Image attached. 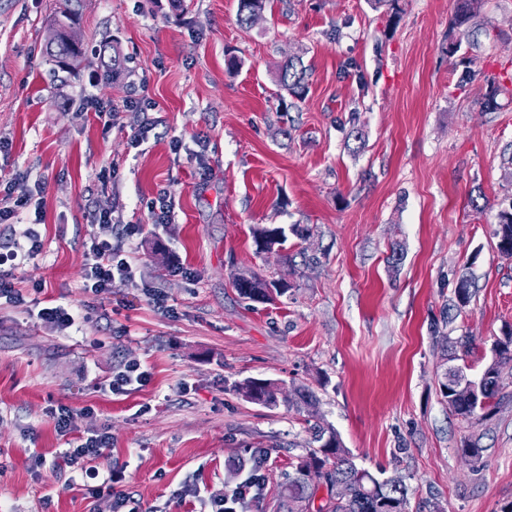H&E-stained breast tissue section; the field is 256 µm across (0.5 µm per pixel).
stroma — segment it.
<instances>
[{"label": "stroma", "instance_id": "1", "mask_svg": "<svg viewBox=\"0 0 512 512\" xmlns=\"http://www.w3.org/2000/svg\"><path fill=\"white\" fill-rule=\"evenodd\" d=\"M456 0H269L251 26L237 0H81L85 53L54 69L42 53L63 0H0V174L42 184L44 248L15 270L26 298L81 316L58 333L26 308L0 306V512H113L75 469L35 470L66 448L50 417L72 411L73 437L112 436L100 478L140 512H207L251 474L247 512H286L283 491L318 429H335L357 464L409 488L406 512H502L512 504V369L488 419L462 421L441 400L447 339L468 338L479 376L512 329V259L492 235L512 202V101L488 110L485 80L512 74V0H483L481 47L448 56ZM127 67L106 77L104 57ZM477 54L460 82L461 57ZM308 70L303 99L282 63ZM154 103L153 129L128 133L129 93ZM111 103V122L87 110ZM358 115L364 146L349 139ZM175 198L172 221L151 206ZM136 225L134 278L104 310L84 293L89 213ZM306 225V241L257 253L252 229ZM403 259L393 264L392 245ZM288 283L270 303L242 298L232 275ZM468 274L475 293L449 336L435 326ZM159 287L174 314L143 293ZM140 362L148 384L107 385ZM277 380L313 391L318 414L269 409L234 390ZM479 438L478 462L462 451Z\"/></svg>", "mask_w": 512, "mask_h": 512}]
</instances>
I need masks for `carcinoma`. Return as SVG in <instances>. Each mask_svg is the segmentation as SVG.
<instances>
[{
  "label": "carcinoma",
  "mask_w": 512,
  "mask_h": 512,
  "mask_svg": "<svg viewBox=\"0 0 512 512\" xmlns=\"http://www.w3.org/2000/svg\"><path fill=\"white\" fill-rule=\"evenodd\" d=\"M266 0H237V20L241 25H251L262 15ZM80 0H65L66 8L50 21V26L58 31L75 24ZM481 0H457L455 15L448 33V55H455L462 40L478 34L486 28L479 21ZM47 59L59 68L70 69L83 55L80 42L71 43L61 37L46 47ZM281 83L292 95L300 98L306 91V69L297 66L293 59L281 72ZM501 96L512 97V80L504 81L496 77L487 79L486 101L490 108L498 106ZM493 236L497 239V249L501 256L512 258V201L496 214ZM253 238L257 250L270 252L281 248L288 240L282 226L256 227ZM233 284L240 295L256 302L267 303L285 295L288 287L278 281L267 280L255 271H240L233 275ZM455 299L448 304L444 323L454 320L452 312L460 311L472 297V280L463 273L458 278L454 291ZM495 356L475 379L468 377L460 366L449 368L444 380L439 384L440 395L448 410L455 416L473 419L479 411H491V406L500 392L501 369L512 365V333L494 342ZM235 390L246 400L266 408L279 406L280 391L277 382L271 379L247 378L235 385ZM298 412L315 415L319 400L306 388L295 390V398L289 401ZM319 446L311 448L300 457L294 472L288 477L285 496L288 500L302 499L314 495L309 473L315 479L326 483L327 489H336V495L329 496L326 503L316 512H403L407 505L408 488L398 478L377 479L369 471L357 466L349 451L343 448L337 432L330 428L316 436Z\"/></svg>",
  "instance_id": "1"
}]
</instances>
